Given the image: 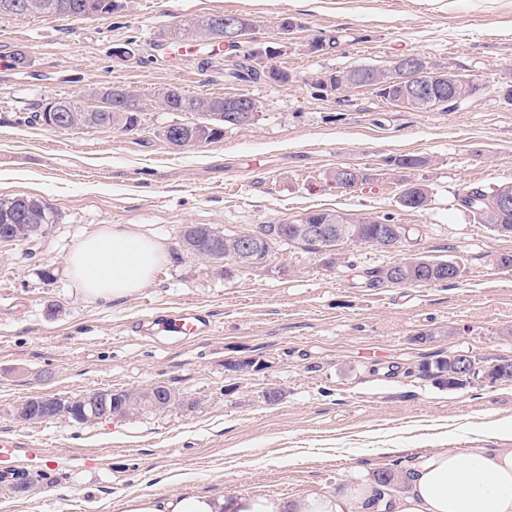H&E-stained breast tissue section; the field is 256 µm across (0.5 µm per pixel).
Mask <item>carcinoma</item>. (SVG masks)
<instances>
[{
    "label": "carcinoma",
    "instance_id": "obj_1",
    "mask_svg": "<svg viewBox=\"0 0 512 512\" xmlns=\"http://www.w3.org/2000/svg\"><path fill=\"white\" fill-rule=\"evenodd\" d=\"M117 8L116 0H0V15H43L50 14L60 17L84 19L91 17H104L111 14ZM366 74L365 85L375 87L379 97L386 100H399L402 97V87L398 83L387 87H380L374 81L376 68L370 66L358 67L345 71H335L317 77L316 85L332 90H346L360 86L356 82V74ZM228 77L235 80L257 82L270 79L276 83L286 84L290 80L288 73L276 66L257 60L256 53L250 51L243 55L242 61L235 63V68L228 71ZM156 96L165 97L167 107L172 112H187L190 114H201L202 109L209 100L214 101L211 108L215 112L223 114L224 119L211 118L202 119L204 123H211L214 128L209 130L208 142H214L224 136L222 128L234 126L236 122L231 120L233 113L224 111L219 105L223 101L221 97L208 99L206 97L189 95L181 89L169 86L157 91ZM74 112L82 113L86 123L97 129L121 125V122L133 126L140 123V114L143 112L140 97L132 91H126L121 104V111L103 110L90 112L88 108L78 103H70ZM390 166L395 169H410L419 167L426 163V160L418 156H395L388 160ZM512 189V183H504L489 189L482 187H471L460 196L461 205L474 217V219L489 228L500 236L512 235V209L504 211L498 207L499 196ZM411 197L410 209H418L427 205L429 190L426 185L417 182H408L404 185L400 198ZM55 223V216L41 201L27 196H15L12 198H0V225L2 224H40L43 228ZM299 224H333L338 225L341 231L334 236L332 243L313 241L297 235L296 226ZM400 228V225H392L388 222H381L370 218L351 219L337 212L328 210L309 211L282 224H267L265 230L268 233L267 241L262 245L261 250L255 255L258 261L264 260L270 255L271 243L274 241H286L301 243L306 249L315 253L322 252V249L331 245L338 246L344 241L356 243H370L384 233L390 231V227ZM217 235L211 228L191 224L184 227L182 233L183 245H193L197 241ZM389 266H383L372 271L373 278L377 282L388 283L400 286H413L427 283L448 282V262L429 260L427 263L415 268L404 270L398 278H391L388 274ZM421 371L433 377L438 384L457 388L459 384L448 378V360L440 358L430 364L422 366ZM56 402L58 409L67 406L71 410L67 414L60 415V418H68L79 424L89 422L87 418L76 416L82 402L75 401L70 405L62 403V400L52 397L36 396L25 401L28 412L33 413L43 406Z\"/></svg>",
    "mask_w": 512,
    "mask_h": 512
}]
</instances>
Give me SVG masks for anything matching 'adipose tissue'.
Here are the masks:
<instances>
[{
    "instance_id": "ef3b65f1",
    "label": "adipose tissue",
    "mask_w": 512,
    "mask_h": 512,
    "mask_svg": "<svg viewBox=\"0 0 512 512\" xmlns=\"http://www.w3.org/2000/svg\"><path fill=\"white\" fill-rule=\"evenodd\" d=\"M167 256L161 242L135 229L103 228L85 236L68 258V274L88 299L136 295ZM405 489L390 495L376 481L337 492L309 489L291 500L192 494L161 501L137 495L125 512H512V447L439 449L411 473Z\"/></svg>"
}]
</instances>
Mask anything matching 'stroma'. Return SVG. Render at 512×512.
I'll list each match as a JSON object with an SVG mask.
<instances>
[{
    "mask_svg": "<svg viewBox=\"0 0 512 512\" xmlns=\"http://www.w3.org/2000/svg\"><path fill=\"white\" fill-rule=\"evenodd\" d=\"M103 18L0 15V198L43 201L55 224L33 241L0 245V433L48 448L25 477L35 490H0V512H124L128 498L186 493L296 497L340 490L388 468L402 472L436 449L496 448L512 426V382L482 378L439 386L423 363L454 353L487 366L512 360V237L460 206L468 186L512 182V0H118ZM242 14L258 25L245 48L275 44L272 63L290 80L232 82L207 65L209 46L172 43L167 32L207 14ZM291 19L292 31L279 30ZM336 48L307 49L317 35ZM128 48L124 61L115 48ZM29 58L15 68L16 52ZM412 53L484 88L455 110L397 108L369 87L331 92L330 70L388 66ZM121 86L143 102L137 132L51 129L32 122L53 99L86 103L91 89ZM175 86L190 95H246L248 125L178 149L159 128L188 121L154 101ZM426 158L389 170L387 158ZM340 165L365 167V185L336 187ZM430 201L399 203L405 181ZM391 219L401 250L346 242L334 256L274 244L267 261L240 269L183 251L182 229L250 234L312 210ZM135 226L169 253L135 296L86 300L66 273L88 233ZM413 252L459 268L450 282L373 284L368 271ZM194 306L214 329L181 341L140 337L148 311ZM428 340H418V333ZM265 368L232 373L230 360ZM170 388L179 406L78 424H25L16 407L33 396L65 401L105 389ZM280 391L270 404L265 394ZM107 457L103 469L85 455Z\"/></svg>",
    "mask_w": 512,
    "mask_h": 512,
    "instance_id": "obj_1",
    "label": "stroma"
}]
</instances>
